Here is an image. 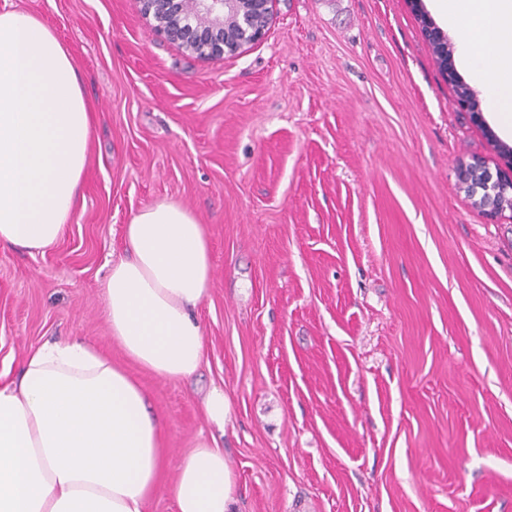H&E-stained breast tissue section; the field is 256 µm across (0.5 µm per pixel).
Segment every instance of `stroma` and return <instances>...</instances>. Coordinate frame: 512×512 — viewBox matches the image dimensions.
I'll return each instance as SVG.
<instances>
[{
  "instance_id": "35a3bbf8",
  "label": "stroma",
  "mask_w": 512,
  "mask_h": 512,
  "mask_svg": "<svg viewBox=\"0 0 512 512\" xmlns=\"http://www.w3.org/2000/svg\"><path fill=\"white\" fill-rule=\"evenodd\" d=\"M69 50L95 112L76 210L42 252L0 245V373L80 338L147 394L175 512L181 460L214 435L239 512H512V210L458 179L512 147L456 105L412 0H272L263 38L200 58L138 0H0ZM162 202L212 256L198 373L127 358L102 285L124 228ZM203 411L207 421L224 434L230 420V403L224 390L213 388L203 400Z\"/></svg>"
}]
</instances>
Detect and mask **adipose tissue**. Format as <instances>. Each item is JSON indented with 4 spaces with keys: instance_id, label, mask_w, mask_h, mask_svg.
<instances>
[{
    "instance_id": "ef3b65f1",
    "label": "adipose tissue",
    "mask_w": 512,
    "mask_h": 512,
    "mask_svg": "<svg viewBox=\"0 0 512 512\" xmlns=\"http://www.w3.org/2000/svg\"><path fill=\"white\" fill-rule=\"evenodd\" d=\"M486 107L512 132V0H435ZM95 116L52 30L0 11V245H53L72 219ZM128 254L103 284L113 337L162 379L194 374L204 333L193 311L211 280L210 243L184 207L160 203L125 227ZM163 467L160 427L142 389L80 339L28 353L0 375V512H145ZM221 449L200 443L178 470L177 512H235Z\"/></svg>"
}]
</instances>
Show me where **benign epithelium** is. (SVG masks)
I'll return each mask as SVG.
<instances>
[{"label": "benign epithelium", "instance_id": "obj_1", "mask_svg": "<svg viewBox=\"0 0 512 512\" xmlns=\"http://www.w3.org/2000/svg\"><path fill=\"white\" fill-rule=\"evenodd\" d=\"M140 11L153 30L201 58L234 54L264 35L257 21L268 19L270 0H139ZM479 189L488 212L503 211L498 196L512 195V172H487Z\"/></svg>", "mask_w": 512, "mask_h": 512}]
</instances>
